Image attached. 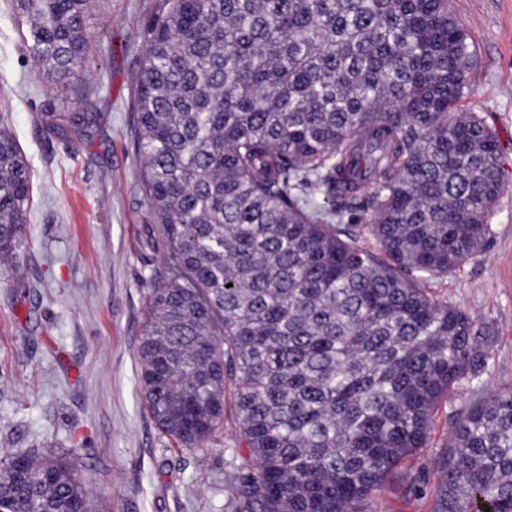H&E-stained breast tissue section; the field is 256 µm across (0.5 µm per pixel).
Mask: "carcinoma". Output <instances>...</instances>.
Here are the masks:
<instances>
[{
  "instance_id": "1",
  "label": "carcinoma",
  "mask_w": 512,
  "mask_h": 512,
  "mask_svg": "<svg viewBox=\"0 0 512 512\" xmlns=\"http://www.w3.org/2000/svg\"><path fill=\"white\" fill-rule=\"evenodd\" d=\"M17 5L40 76L66 85L89 0ZM145 42L140 258L163 265L138 350L150 415L199 450L232 394L236 512H367L483 363L486 330L422 288L486 250L504 190L498 134L454 111L469 35L448 0H169ZM30 191L1 127L6 263ZM436 472L433 512H512L511 393L461 413ZM0 512H92L91 497L67 456L16 454Z\"/></svg>"
}]
</instances>
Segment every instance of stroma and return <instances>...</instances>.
<instances>
[{
	"instance_id": "obj_1",
	"label": "stroma",
	"mask_w": 512,
	"mask_h": 512,
	"mask_svg": "<svg viewBox=\"0 0 512 512\" xmlns=\"http://www.w3.org/2000/svg\"><path fill=\"white\" fill-rule=\"evenodd\" d=\"M167 8V0H90L89 49L57 88L34 65L26 16L0 0V116L32 186L17 266L0 267V457L72 452L94 512H233V401L206 450L190 452L158 430L138 381L150 276L139 253L154 217L133 102L145 28ZM450 8L476 52L457 109L496 130L506 186L489 217V248L424 286L484 326L485 368L441 405L429 448L409 466L408 477H425L424 492L392 485L372 512H432L433 467L454 414L488 393H512V0H450ZM47 112L97 119L58 135L41 120Z\"/></svg>"
}]
</instances>
